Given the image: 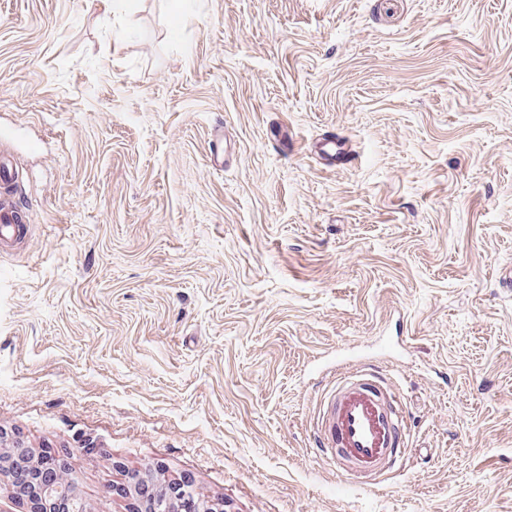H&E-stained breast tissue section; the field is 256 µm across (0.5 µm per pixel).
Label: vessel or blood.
Masks as SVG:
<instances>
[{
    "instance_id": "obj_1",
    "label": "vessel or blood",
    "mask_w": 512,
    "mask_h": 512,
    "mask_svg": "<svg viewBox=\"0 0 512 512\" xmlns=\"http://www.w3.org/2000/svg\"><path fill=\"white\" fill-rule=\"evenodd\" d=\"M10 197L0 198V242L14 241L28 227L16 222ZM408 408L381 367L365 364L342 372L323 401L318 446L338 472L373 486L394 470L406 440Z\"/></svg>"
}]
</instances>
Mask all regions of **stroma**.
<instances>
[{"label": "stroma", "mask_w": 512, "mask_h": 512, "mask_svg": "<svg viewBox=\"0 0 512 512\" xmlns=\"http://www.w3.org/2000/svg\"><path fill=\"white\" fill-rule=\"evenodd\" d=\"M0 131V431L95 512L149 467L224 512H512V0H0ZM369 361L415 448L373 487L316 452ZM16 206L9 196L3 195L0 200V242L5 244L24 235L29 227L16 224Z\"/></svg>", "instance_id": "stroma-1"}]
</instances>
